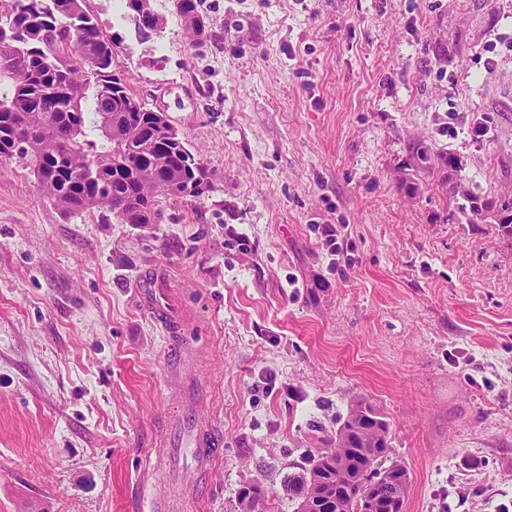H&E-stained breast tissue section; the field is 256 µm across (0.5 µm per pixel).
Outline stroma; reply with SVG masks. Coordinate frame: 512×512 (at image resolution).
I'll return each mask as SVG.
<instances>
[{
	"label": "stroma",
	"instance_id": "stroma-1",
	"mask_svg": "<svg viewBox=\"0 0 512 512\" xmlns=\"http://www.w3.org/2000/svg\"><path fill=\"white\" fill-rule=\"evenodd\" d=\"M196 4L198 48L172 0L146 39L87 0L201 159L200 197L161 199L156 224L66 217L24 163L0 169V512H238L251 488L294 512L285 479L358 398L410 472L404 512H501L512 237L457 207L512 200V0ZM419 143L456 171L412 168ZM178 375L223 438L203 477L168 460Z\"/></svg>",
	"mask_w": 512,
	"mask_h": 512
}]
</instances>
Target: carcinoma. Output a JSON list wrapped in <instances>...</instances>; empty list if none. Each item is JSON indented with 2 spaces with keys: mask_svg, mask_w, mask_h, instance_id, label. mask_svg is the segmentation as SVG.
<instances>
[{
  "mask_svg": "<svg viewBox=\"0 0 512 512\" xmlns=\"http://www.w3.org/2000/svg\"><path fill=\"white\" fill-rule=\"evenodd\" d=\"M142 0H125L126 17L138 33ZM191 38L202 44L208 26L195 0H174ZM119 40L106 35L86 0H9L0 12V165L20 159L30 167L39 190L67 216L105 209L120 224H155L162 197L203 194L200 159L172 126H155L154 110L140 102L116 71ZM99 135L101 145L91 139ZM414 167L455 166L453 155L432 156L418 144ZM461 212L485 213L512 236V203L464 195ZM377 414L373 405L352 403L336 439L311 467L288 475L286 487L297 500L295 512H312L310 495L328 462L344 486L335 512H359L361 493L374 484L383 498L405 497L410 473L402 462L384 466L390 454L383 419H362L357 410Z\"/></svg>",
  "mask_w": 512,
  "mask_h": 512,
  "instance_id": "carcinoma-1",
  "label": "carcinoma"
}]
</instances>
